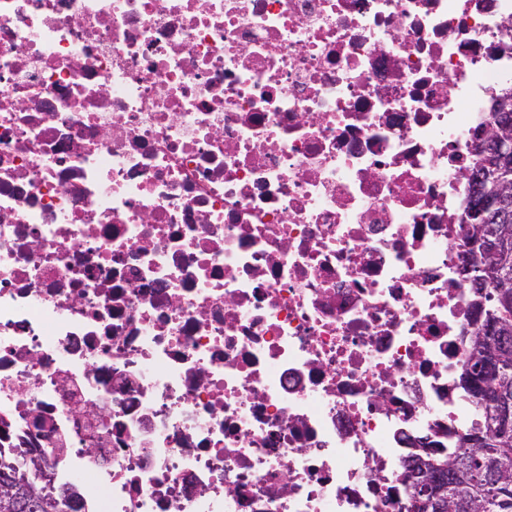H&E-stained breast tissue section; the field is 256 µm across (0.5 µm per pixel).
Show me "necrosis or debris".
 Listing matches in <instances>:
<instances>
[{
  "label": "necrosis or debris",
  "mask_w": 512,
  "mask_h": 512,
  "mask_svg": "<svg viewBox=\"0 0 512 512\" xmlns=\"http://www.w3.org/2000/svg\"><path fill=\"white\" fill-rule=\"evenodd\" d=\"M510 86L512 0H0V446L78 512H395L478 418ZM493 115H497L502 121L509 122L512 127V109L508 112H492ZM500 120L489 121L482 125L478 131L476 147L479 151L491 147L495 157L510 168L508 163L512 156V131L510 126Z\"/></svg>",
  "instance_id": "1"
}]
</instances>
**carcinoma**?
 Here are the masks:
<instances>
[{
    "label": "carcinoma",
    "mask_w": 512,
    "mask_h": 512,
    "mask_svg": "<svg viewBox=\"0 0 512 512\" xmlns=\"http://www.w3.org/2000/svg\"><path fill=\"white\" fill-rule=\"evenodd\" d=\"M467 233L481 234L482 244L489 251L506 248L512 252V210L488 213L484 223L469 226ZM472 286L483 299L479 304L481 323L500 321L503 330L466 337L469 359L461 374L465 390H470L466 374L478 373L487 358L498 362L487 389L479 395L471 393L480 422L458 437L460 444L455 448L436 449L425 458L445 461L453 467L444 488L443 512H512V422L505 423L500 413L503 405L512 402V300L500 298L502 293L512 296V265L495 271L491 282L480 275ZM473 436L481 444L466 455L461 451V441ZM416 470L415 466L409 467L408 512H437L418 505ZM8 494L12 496L9 512H74L75 508L70 497L56 494L53 468L47 461L24 469L9 450L0 449V497Z\"/></svg>",
    "instance_id": "1"
}]
</instances>
